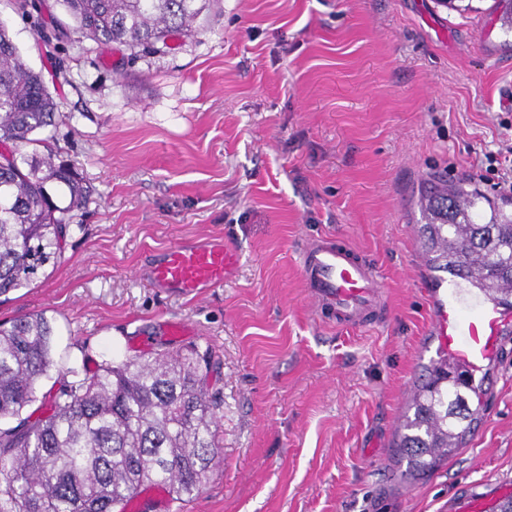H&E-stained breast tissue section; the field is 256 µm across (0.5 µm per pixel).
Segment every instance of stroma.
Wrapping results in <instances>:
<instances>
[{"label":"stroma","instance_id":"35a3bbf8","mask_svg":"<svg viewBox=\"0 0 512 512\" xmlns=\"http://www.w3.org/2000/svg\"><path fill=\"white\" fill-rule=\"evenodd\" d=\"M493 0H218L197 31L131 64L124 48L47 46L0 0L27 64L67 118L38 153L91 189L61 260L0 301V322L45 314L55 370L151 351L212 348L223 463L166 512H498L512 486V363L484 376L457 452L407 474L396 444L433 364L417 204L430 174L472 177L512 125V37ZM344 237L387 287L383 327L319 321L299 248ZM221 237L241 258L202 297L153 287L152 258ZM172 318L192 334L167 333Z\"/></svg>","mask_w":512,"mask_h":512}]
</instances>
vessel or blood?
<instances>
[{"mask_svg": "<svg viewBox=\"0 0 512 512\" xmlns=\"http://www.w3.org/2000/svg\"><path fill=\"white\" fill-rule=\"evenodd\" d=\"M236 264V252L223 241L178 243L149 269L148 278L155 287L198 297L222 286ZM299 273L317 316L338 326L371 325L386 304L383 278L342 238L310 239L299 251ZM426 293L439 352L453 362L465 382H473L501 361L512 340L511 305L453 278L427 284Z\"/></svg>", "mask_w": 512, "mask_h": 512, "instance_id": "obj_1", "label": "vessel or blood"}]
</instances>
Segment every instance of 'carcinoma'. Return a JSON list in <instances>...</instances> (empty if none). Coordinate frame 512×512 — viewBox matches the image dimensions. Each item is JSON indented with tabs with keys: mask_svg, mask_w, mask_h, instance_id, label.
Instances as JSON below:
<instances>
[{
	"mask_svg": "<svg viewBox=\"0 0 512 512\" xmlns=\"http://www.w3.org/2000/svg\"><path fill=\"white\" fill-rule=\"evenodd\" d=\"M215 0H15L45 42L70 33L118 44L134 63L191 35ZM63 121L42 75L25 62L0 20V296L27 287L61 259L90 190L70 165L25 147ZM66 189L57 205L47 185ZM481 195L464 181L433 176L419 193V239L428 266L466 280L479 268L483 286L512 289V209L487 202L489 216L472 217ZM53 326L41 315L0 324V512H114L146 483L175 499L199 493L222 461L218 430L221 392L210 383L219 363L210 349L163 351L154 357L105 362L92 370L73 361L51 395L47 412L25 408L54 365ZM448 368L417 385L399 451L409 470L424 472L452 454L477 422L480 408L448 388Z\"/></svg>",
	"mask_w": 512,
	"mask_h": 512,
	"instance_id": "cac0c4a2",
	"label": "carcinoma"
}]
</instances>
